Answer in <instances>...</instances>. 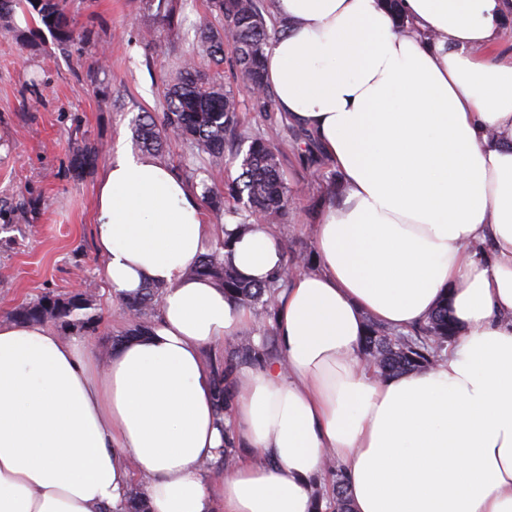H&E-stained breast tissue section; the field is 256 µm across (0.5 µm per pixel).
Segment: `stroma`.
<instances>
[{
	"label": "stroma",
	"instance_id": "stroma-1",
	"mask_svg": "<svg viewBox=\"0 0 512 512\" xmlns=\"http://www.w3.org/2000/svg\"><path fill=\"white\" fill-rule=\"evenodd\" d=\"M79 42L64 48L48 30H34L16 11L12 32H0V319L46 291L65 294L79 281L96 287L95 350L111 348L128 328L126 315L103 280L92 228L96 185L119 151L134 152L133 128L142 113L162 114L163 89L186 54V32L209 11L190 0L181 22L166 24L145 0H67ZM232 53L224 82L239 101L238 131L263 137L282 155L292 205L270 226L293 254L314 257L316 216L334 196L339 174L310 135L259 112L236 82ZM102 147L93 165L71 162L73 144Z\"/></svg>",
	"mask_w": 512,
	"mask_h": 512
}]
</instances>
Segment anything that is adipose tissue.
<instances>
[{
	"mask_svg": "<svg viewBox=\"0 0 512 512\" xmlns=\"http://www.w3.org/2000/svg\"><path fill=\"white\" fill-rule=\"evenodd\" d=\"M274 0L265 82L312 131L342 187L312 270L278 293L279 354L243 370L218 422L206 348L249 309L186 270L213 241L191 188L122 155L97 188L113 292L162 286L146 336L99 364L86 338L0 320V512H316L333 459L351 512H512V0ZM240 275L283 267L265 228L229 239ZM447 304L435 366L378 378L369 321L406 333ZM258 463L213 469L224 447Z\"/></svg>",
	"mask_w": 512,
	"mask_h": 512,
	"instance_id": "obj_1",
	"label": "adipose tissue"
}]
</instances>
